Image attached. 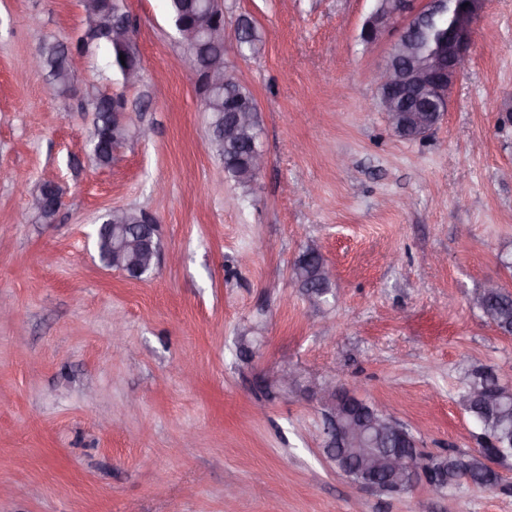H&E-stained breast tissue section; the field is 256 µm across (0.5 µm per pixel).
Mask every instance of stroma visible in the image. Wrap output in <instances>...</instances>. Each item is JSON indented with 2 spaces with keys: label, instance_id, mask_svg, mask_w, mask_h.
<instances>
[{
  "label": "stroma",
  "instance_id": "35a3bbf8",
  "mask_svg": "<svg viewBox=\"0 0 512 512\" xmlns=\"http://www.w3.org/2000/svg\"><path fill=\"white\" fill-rule=\"evenodd\" d=\"M124 5L139 84L100 54L74 56L75 80L123 95L153 134L101 166L84 102L16 76L80 33L81 0H0V512H512V491L355 485L323 452L313 398L353 390L443 455L480 446L466 372L512 383V335L471 304L490 281L512 291V0H486L448 112L416 140L377 107L394 36L362 40L375 0H224V62L267 155L248 191L210 146L168 0ZM241 19L259 53L239 52ZM45 181L62 191L51 224L31 207ZM118 207L157 222L152 279L99 257ZM309 248L336 292L319 307L291 278Z\"/></svg>",
  "mask_w": 512,
  "mask_h": 512
}]
</instances>
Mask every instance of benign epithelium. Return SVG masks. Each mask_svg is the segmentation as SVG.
<instances>
[{
    "instance_id": "1",
    "label": "benign epithelium",
    "mask_w": 512,
    "mask_h": 512,
    "mask_svg": "<svg viewBox=\"0 0 512 512\" xmlns=\"http://www.w3.org/2000/svg\"><path fill=\"white\" fill-rule=\"evenodd\" d=\"M377 0V6L362 31V39L376 43L389 29H396L389 55L378 72V105L385 112L389 125L410 123L417 126L420 135H428L448 110L452 89L464 74L474 37L475 23L483 11L485 0H456L457 9L448 13L451 0ZM449 15L448 27L435 32L430 29L433 18ZM193 41L189 64L197 82L215 91L228 86L224 62L210 59L204 65L200 57L207 44L224 40V25L213 21L199 29L188 31ZM254 107L228 109L220 136L234 143L238 129L248 123ZM37 201L41 207L49 201L54 208L61 203V190L49 181ZM115 224L116 246L105 264L122 272L126 278L143 281L159 271V245L155 241L154 221H140L119 215L110 219ZM315 399L324 411V452L336 456V450L356 467L353 483L376 488L377 476L394 480L397 490L408 492L424 483L438 494L448 491V478L434 473L417 450L412 454L381 448L368 436L396 435L419 447L410 438L405 426L381 408L370 411V420L364 421L352 413L349 405L362 399L354 393L331 383L318 386Z\"/></svg>"
}]
</instances>
